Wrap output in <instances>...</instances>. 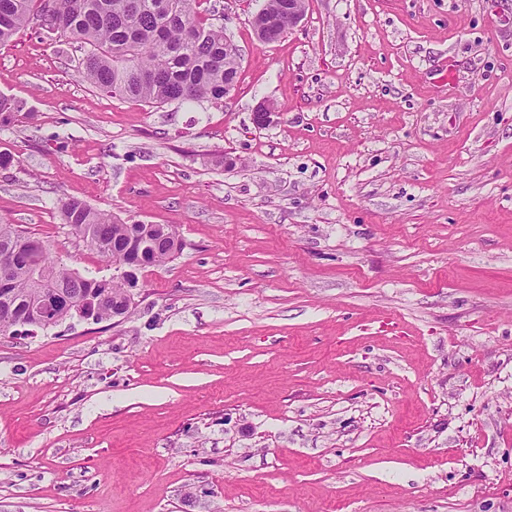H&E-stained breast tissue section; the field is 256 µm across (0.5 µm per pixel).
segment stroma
I'll use <instances>...</instances> for the list:
<instances>
[{
    "label": "stroma",
    "instance_id": "1",
    "mask_svg": "<svg viewBox=\"0 0 512 512\" xmlns=\"http://www.w3.org/2000/svg\"><path fill=\"white\" fill-rule=\"evenodd\" d=\"M260 6L200 2L218 107L0 46V221L99 277L69 198L183 242L124 319L0 335V512H512V0ZM276 1H278V11L285 21L277 32V38H283L303 21L306 12V0Z\"/></svg>",
    "mask_w": 512,
    "mask_h": 512
}]
</instances>
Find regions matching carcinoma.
Returning <instances> with one entry per match:
<instances>
[{
  "label": "carcinoma",
  "mask_w": 512,
  "mask_h": 512,
  "mask_svg": "<svg viewBox=\"0 0 512 512\" xmlns=\"http://www.w3.org/2000/svg\"><path fill=\"white\" fill-rule=\"evenodd\" d=\"M195 0H0V45L21 29L35 25L50 37L69 38L88 46L79 60L86 80L95 88L128 99L151 103L224 104V86L233 82L238 50L224 51V27L202 16ZM20 111L0 95V123ZM63 223L86 239L107 262L116 260L112 245L122 243L133 225L70 198L61 205ZM146 254L153 266L173 259L181 250L175 229L171 239L145 231ZM38 238L12 224H0V254L19 250L22 259L8 271L12 313L0 300V335L13 334L17 322L30 316L27 298L34 294H66L84 299L103 293L100 279L81 275L53 258ZM50 270L52 282L35 287V274ZM124 283L112 282L109 298L95 304L97 322L112 319V298L122 296Z\"/></svg>",
  "instance_id": "cac0c4a2"
}]
</instances>
